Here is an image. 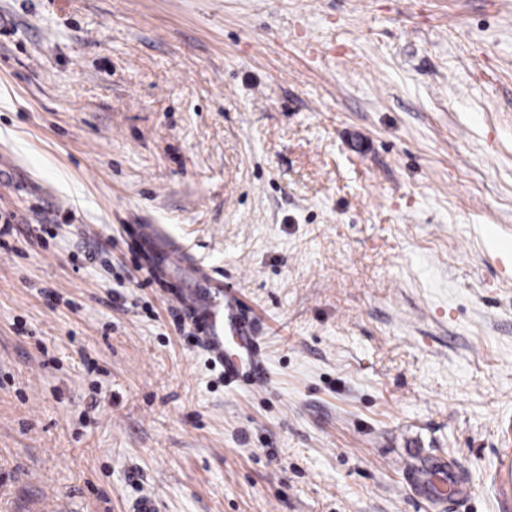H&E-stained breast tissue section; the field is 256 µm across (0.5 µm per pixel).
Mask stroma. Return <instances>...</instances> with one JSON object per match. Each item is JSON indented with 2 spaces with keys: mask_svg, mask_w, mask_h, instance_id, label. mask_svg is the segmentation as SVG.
Listing matches in <instances>:
<instances>
[{
  "mask_svg": "<svg viewBox=\"0 0 512 512\" xmlns=\"http://www.w3.org/2000/svg\"><path fill=\"white\" fill-rule=\"evenodd\" d=\"M3 224L0 512H512V0H0ZM143 234L154 247L158 261L166 269L180 271L191 262L190 256L183 248L162 236L153 225L143 224ZM195 282L194 286L182 289L178 297L193 334L212 358L224 366L228 384L238 382L242 376L250 388H260L265 377L258 370L262 364L259 330L245 322L243 309L235 297L237 288L224 283V277L217 273ZM224 335L236 337L240 348L247 353L245 368L224 355Z\"/></svg>",
  "mask_w": 512,
  "mask_h": 512,
  "instance_id": "stroma-1",
  "label": "stroma"
}]
</instances>
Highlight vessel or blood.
I'll return each mask as SVG.
<instances>
[{
	"mask_svg": "<svg viewBox=\"0 0 512 512\" xmlns=\"http://www.w3.org/2000/svg\"><path fill=\"white\" fill-rule=\"evenodd\" d=\"M143 234L166 269L180 271L190 263L188 253L153 225H144ZM235 293L234 286L215 273L182 290L178 301L201 346L223 365L226 382L243 379L257 389L265 383L261 339L258 329L246 323Z\"/></svg>",
	"mask_w": 512,
	"mask_h": 512,
	"instance_id": "b4317fda",
	"label": "vessel or blood"
}]
</instances>
